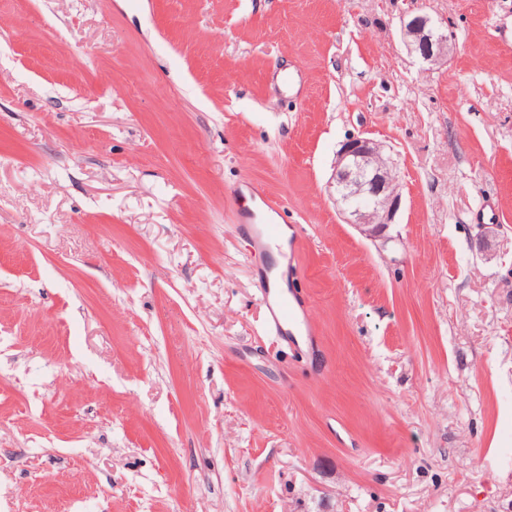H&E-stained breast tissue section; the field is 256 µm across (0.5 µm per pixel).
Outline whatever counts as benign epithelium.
Instances as JSON below:
<instances>
[{"instance_id":"7a95c632","label":"benign epithelium","mask_w":512,"mask_h":512,"mask_svg":"<svg viewBox=\"0 0 512 512\" xmlns=\"http://www.w3.org/2000/svg\"><path fill=\"white\" fill-rule=\"evenodd\" d=\"M405 35L412 50L426 61L435 62L445 54L448 37L426 15L414 16L405 25ZM334 187L351 223L370 238L382 236L397 212L400 193L381 147L360 136L348 139L338 155Z\"/></svg>"}]
</instances>
